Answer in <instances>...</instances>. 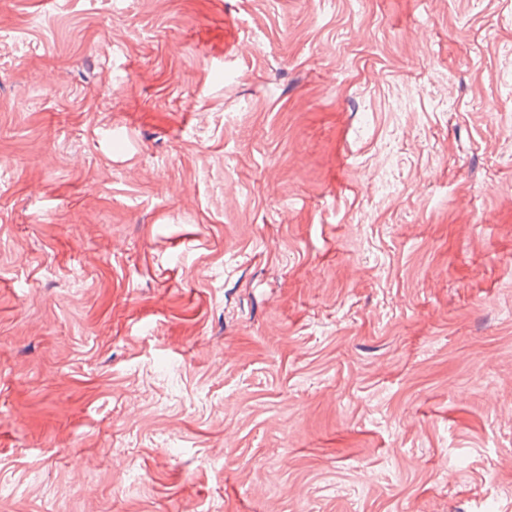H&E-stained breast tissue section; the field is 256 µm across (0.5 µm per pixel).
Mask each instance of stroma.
<instances>
[{"mask_svg": "<svg viewBox=\"0 0 512 512\" xmlns=\"http://www.w3.org/2000/svg\"><path fill=\"white\" fill-rule=\"evenodd\" d=\"M270 497L512 512V0H0V512Z\"/></svg>", "mask_w": 512, "mask_h": 512, "instance_id": "35a3bbf8", "label": "stroma"}]
</instances>
